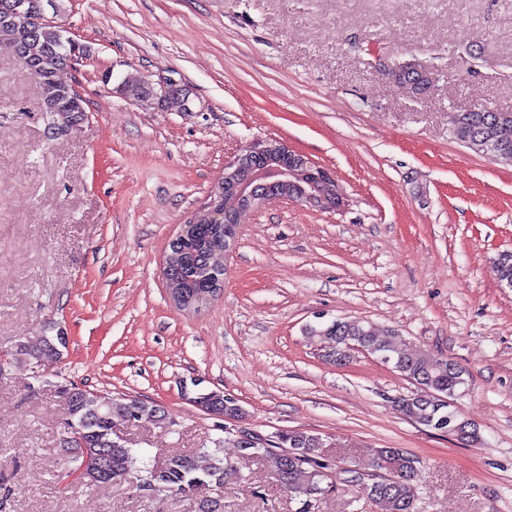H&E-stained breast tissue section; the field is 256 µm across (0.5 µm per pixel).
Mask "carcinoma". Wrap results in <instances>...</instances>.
<instances>
[{
  "mask_svg": "<svg viewBox=\"0 0 512 512\" xmlns=\"http://www.w3.org/2000/svg\"><path fill=\"white\" fill-rule=\"evenodd\" d=\"M28 9L21 17H12L0 10V42L13 48L18 61L34 76L40 90L42 111L56 115L61 112H84L85 101L72 86L59 79L60 70L70 64L76 51L74 43L56 27L43 23L42 0H27ZM453 137L465 146L481 148L491 156L507 154L512 157V112L454 113ZM221 237L208 224H196L184 240L180 269L169 272L178 274L190 287L204 291L210 286L208 264L211 258L208 245ZM495 276L499 283L512 287V251L499 254L495 262ZM397 332L378 333L377 327L366 320L338 319L327 325L311 326L305 337L312 344L329 348L328 356L336 363L351 357V344L363 347L367 353H383L394 361L392 368L408 380L418 382L429 391L453 400L467 385L466 371L457 365L448 366L427 349L411 348L395 339ZM65 344L60 334L37 336L18 343L17 359L50 366L58 362ZM66 406L70 420L79 428V440L70 449L71 459L101 457L108 472L91 481V484L120 483L142 470L134 449L121 443L114 433L116 421L143 422L165 429L172 421L164 411L135 395L101 397L78 387L65 388ZM194 402L208 407L212 414L234 418L240 409L236 402L215 394L200 393ZM401 414L428 428H434L432 407L408 395L395 401ZM439 415L446 417L444 427L462 440L479 439L476 426L464 419L451 404L444 406ZM232 443L237 458L244 460L250 454L247 445L231 436L214 441V447L201 448L192 455L171 456L161 464L145 469V479L154 484V491H175L188 497H197L200 482H219L224 485L244 480L236 462L221 456L224 441ZM321 438L299 429L280 431L274 436L270 448L263 451V459L270 463L269 475L276 484L294 498L302 496L319 500L335 489L330 482L332 463L321 458L318 448ZM351 464L371 472L367 486L357 483L358 493L381 505L382 512H415L418 497V460L395 448H378L364 459H354Z\"/></svg>",
  "mask_w": 512,
  "mask_h": 512,
  "instance_id": "1",
  "label": "carcinoma"
}]
</instances>
